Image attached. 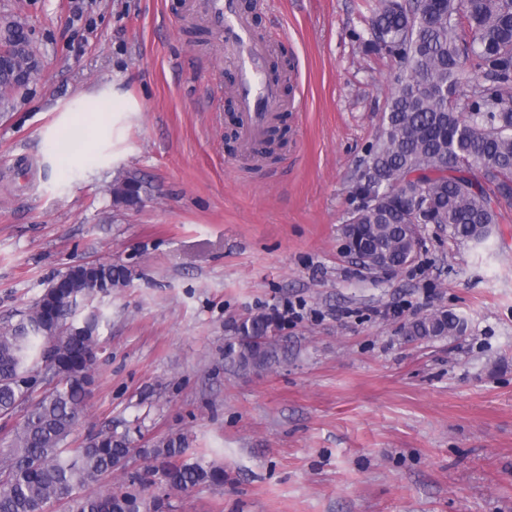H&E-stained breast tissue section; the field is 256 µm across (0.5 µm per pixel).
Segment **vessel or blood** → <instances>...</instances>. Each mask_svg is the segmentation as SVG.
Returning <instances> with one entry per match:
<instances>
[{
  "label": "vessel or blood",
  "mask_w": 512,
  "mask_h": 512,
  "mask_svg": "<svg viewBox=\"0 0 512 512\" xmlns=\"http://www.w3.org/2000/svg\"><path fill=\"white\" fill-rule=\"evenodd\" d=\"M203 7L208 23L224 34L225 53L237 61L240 136L253 142L265 134L281 104L280 85L268 70L270 48L254 38L237 0H204Z\"/></svg>",
  "instance_id": "1"
}]
</instances>
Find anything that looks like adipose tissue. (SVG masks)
Instances as JSON below:
<instances>
[{
    "label": "adipose tissue",
    "mask_w": 512,
    "mask_h": 512,
    "mask_svg": "<svg viewBox=\"0 0 512 512\" xmlns=\"http://www.w3.org/2000/svg\"><path fill=\"white\" fill-rule=\"evenodd\" d=\"M137 104L116 86L107 84L79 93L64 105V119L51 132L56 163L64 167L88 154L108 126V117L137 111Z\"/></svg>",
    "instance_id": "obj_1"
}]
</instances>
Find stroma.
Here are the masks:
<instances>
[{
  "instance_id": "stroma-1",
  "label": "stroma",
  "mask_w": 512,
  "mask_h": 512,
  "mask_svg": "<svg viewBox=\"0 0 512 512\" xmlns=\"http://www.w3.org/2000/svg\"><path fill=\"white\" fill-rule=\"evenodd\" d=\"M377 0H242L287 86L267 163L228 110L236 67L202 0H0L42 61L0 111V323L72 265L125 266L98 298L92 396L69 440L105 427L150 448L178 434L225 481L169 512H512V199L486 245L425 224L414 263L361 271L343 252L353 179L399 61L359 36ZM116 84L123 114L68 173L48 143L60 106ZM134 175L148 192L115 206ZM279 358L224 361L235 326L278 313ZM435 309L465 335L406 336ZM147 186L136 176H126L112 183L111 193L114 204L133 206L141 202L142 194H147Z\"/></svg>"
}]
</instances>
